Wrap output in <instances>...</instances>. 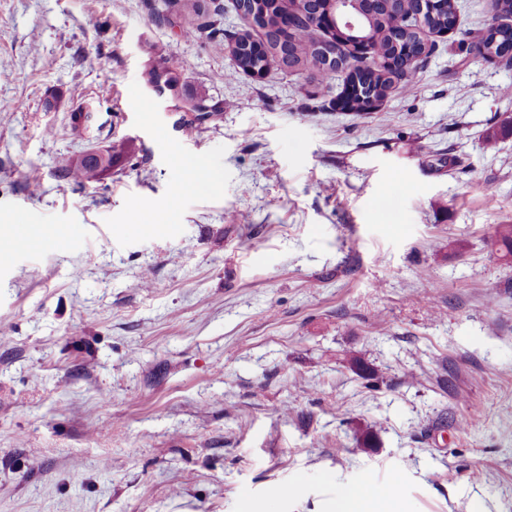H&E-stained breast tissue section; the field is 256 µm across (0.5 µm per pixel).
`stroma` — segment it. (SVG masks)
Segmentation results:
<instances>
[{
  "label": "stroma",
  "instance_id": "obj_1",
  "mask_svg": "<svg viewBox=\"0 0 512 512\" xmlns=\"http://www.w3.org/2000/svg\"><path fill=\"white\" fill-rule=\"evenodd\" d=\"M233 3L188 36L184 0H0V512H331L363 483L512 512V134L483 141L512 66L464 44L488 0L361 115L343 74L238 69ZM114 148L112 144L104 147L102 155L96 162L87 161L80 156L66 159L60 169L61 177L81 185L98 182L112 170Z\"/></svg>",
  "mask_w": 512,
  "mask_h": 512
}]
</instances>
